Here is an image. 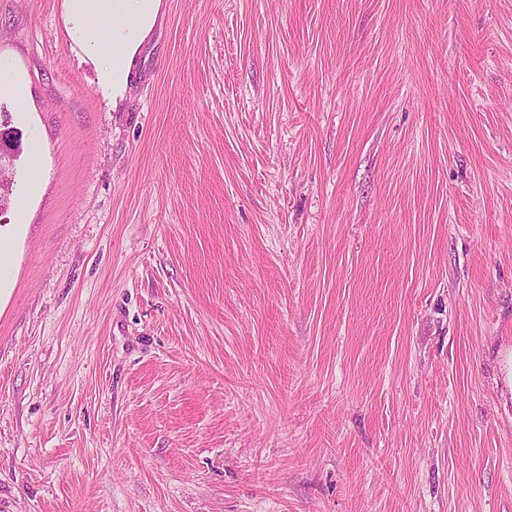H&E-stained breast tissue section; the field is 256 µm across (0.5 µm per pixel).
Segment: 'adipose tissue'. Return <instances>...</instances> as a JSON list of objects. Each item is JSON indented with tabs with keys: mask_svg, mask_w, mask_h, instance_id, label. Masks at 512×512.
Listing matches in <instances>:
<instances>
[{
	"mask_svg": "<svg viewBox=\"0 0 512 512\" xmlns=\"http://www.w3.org/2000/svg\"><path fill=\"white\" fill-rule=\"evenodd\" d=\"M161 6L162 0H63L70 46L94 64L104 99L115 102L128 93Z\"/></svg>",
	"mask_w": 512,
	"mask_h": 512,
	"instance_id": "1",
	"label": "adipose tissue"
}]
</instances>
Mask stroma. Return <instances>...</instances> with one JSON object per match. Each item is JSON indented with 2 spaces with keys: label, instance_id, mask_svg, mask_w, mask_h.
Instances as JSON below:
<instances>
[{
  "label": "stroma",
  "instance_id": "35a3bbf8",
  "mask_svg": "<svg viewBox=\"0 0 512 512\" xmlns=\"http://www.w3.org/2000/svg\"><path fill=\"white\" fill-rule=\"evenodd\" d=\"M0 63V512H512V0H163L115 107L0 0ZM12 97L20 111H27V86L21 72L15 71L8 79H3L0 74V96Z\"/></svg>",
  "mask_w": 512,
  "mask_h": 512
}]
</instances>
